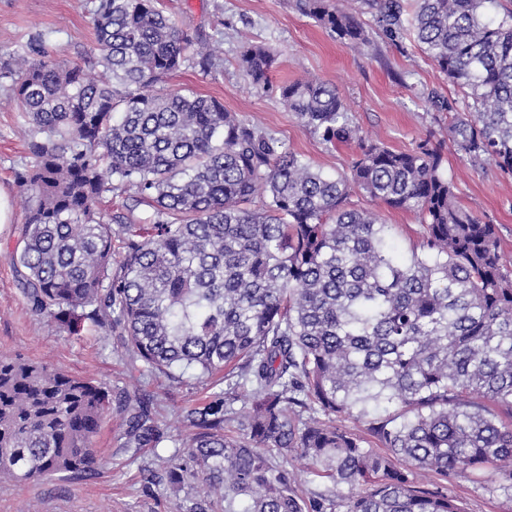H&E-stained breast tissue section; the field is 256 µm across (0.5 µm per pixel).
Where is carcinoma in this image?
I'll use <instances>...</instances> for the list:
<instances>
[{"label":"carcinoma","instance_id":"cac0c4a2","mask_svg":"<svg viewBox=\"0 0 512 512\" xmlns=\"http://www.w3.org/2000/svg\"><path fill=\"white\" fill-rule=\"evenodd\" d=\"M495 2L364 0L464 93L455 150L511 175L512 10ZM300 9L349 48L371 44L341 0ZM92 22L87 66L35 40L0 69L34 159L17 173L26 215L11 260L40 321L106 329L140 376L212 380L185 412L183 450L161 474L143 469L145 488L196 491L171 512H466L425 472L512 497V269L496 225L456 201L441 146L370 141L333 84L275 86V55L243 47L252 86L325 143L358 144L348 171L326 175L221 101L166 87L220 57L157 0H98ZM114 192L129 211L150 206L149 222L105 218ZM356 194L414 213L420 250L400 252ZM109 405L88 379L0 354V478L95 472ZM114 409L127 447L167 438L149 395L125 391Z\"/></svg>","mask_w":512,"mask_h":512}]
</instances>
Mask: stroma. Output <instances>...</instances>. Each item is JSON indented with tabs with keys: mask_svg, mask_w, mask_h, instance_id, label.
Here are the masks:
<instances>
[{
	"mask_svg": "<svg viewBox=\"0 0 512 512\" xmlns=\"http://www.w3.org/2000/svg\"><path fill=\"white\" fill-rule=\"evenodd\" d=\"M94 6L95 0H0V62L39 38L53 59L84 63L96 47ZM160 7L179 27L218 41L222 48L217 76L185 66L169 78L170 88L190 87L221 100L225 110L259 123L324 173L348 170L358 153L355 145L325 144L302 128L278 97L254 89L239 70L243 46L271 49L276 55L273 82L309 77L333 83L356 125L371 138L398 151L424 139L442 144L443 169L459 204L497 226L505 258L512 261V175L503 174L493 158L474 164L455 150L448 136L452 115L434 111L428 98L436 93L458 100L459 88L412 36L388 39L363 0L349 5L373 37L372 45L361 50L336 41L301 13L296 0H160ZM7 88L0 81V196L8 208L7 222L0 223V353L47 361L99 383L112 395L137 388L154 395L163 407L168 438L155 450L125 447L117 418L106 413L95 437L102 459L97 474L56 475L23 485L0 482V512H168L174 499L170 487L162 483L144 489L142 471H163L165 458L186 436L184 407L204 397L209 384L191 372L179 382L155 376L132 380L127 353L105 330L88 322L73 335L33 315L10 259L24 219L16 174L33 159L27 149L29 126L6 104ZM356 202L392 225L401 251L419 247L420 227L412 212L363 196ZM447 485L467 512H512V501L466 481L451 479Z\"/></svg>",
	"mask_w": 512,
	"mask_h": 512,
	"instance_id": "35a3bbf8",
	"label": "stroma"
}]
</instances>
